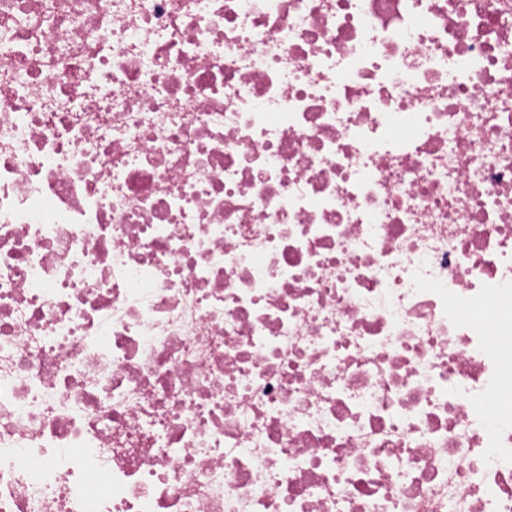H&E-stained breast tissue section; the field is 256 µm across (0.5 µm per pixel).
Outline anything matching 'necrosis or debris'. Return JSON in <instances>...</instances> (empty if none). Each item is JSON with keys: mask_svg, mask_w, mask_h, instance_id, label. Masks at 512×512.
<instances>
[{"mask_svg": "<svg viewBox=\"0 0 512 512\" xmlns=\"http://www.w3.org/2000/svg\"><path fill=\"white\" fill-rule=\"evenodd\" d=\"M512 0H0V512H512Z\"/></svg>", "mask_w": 512, "mask_h": 512, "instance_id": "4bbe7bcc", "label": "necrosis or debris"}]
</instances>
